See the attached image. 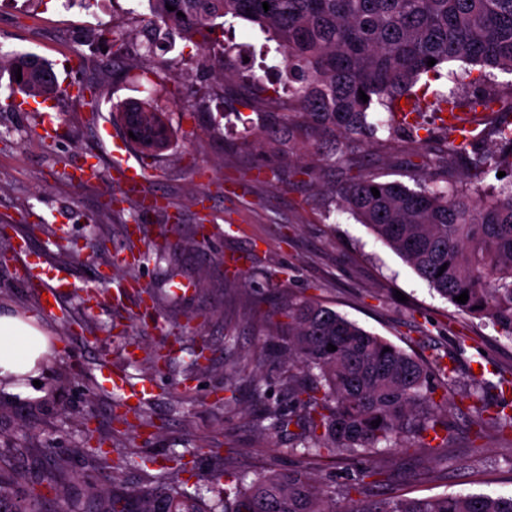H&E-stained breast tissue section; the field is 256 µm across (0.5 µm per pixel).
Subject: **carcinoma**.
<instances>
[{
	"instance_id": "carcinoma-1",
	"label": "carcinoma",
	"mask_w": 512,
	"mask_h": 512,
	"mask_svg": "<svg viewBox=\"0 0 512 512\" xmlns=\"http://www.w3.org/2000/svg\"><path fill=\"white\" fill-rule=\"evenodd\" d=\"M168 4L175 10H167ZM149 5L154 28L187 39L202 35L203 63L218 69L224 80H237V90L225 88L223 94H242L243 106L260 117L256 126L243 123V139H260L290 160L300 145L311 151L312 161L298 169L300 174L312 177L331 163L349 167L369 141L382 136L392 141L410 132L421 148L422 166L436 169L429 182L411 188L359 170L334 190L336 204L459 311L488 320L512 341V81L497 79L499 72L512 75V0H149ZM219 19L246 20L272 35L288 71V99L254 67L244 73L218 52L223 43L211 34ZM130 48L127 37L112 36V79L122 77L120 64ZM431 58L436 63L430 67ZM450 62L481 67L474 91L435 90ZM3 68L14 90L49 98L59 92L51 66L36 54L0 49ZM429 94L437 111L481 112L486 126L458 144L451 126L438 135L417 120L409 122L420 104L405 110L401 101ZM374 104L388 119L368 121ZM112 118L123 139L145 157H157L171 145L166 113L150 100L116 105ZM488 139L496 149L484 147ZM500 171L505 172L500 187L485 184ZM373 187L380 197L373 196ZM167 245L165 238L150 240L129 251L142 263L161 258ZM465 291L466 303L454 301ZM283 313L288 358L302 378L292 381L288 419L272 413L271 427L296 425L286 452L300 458L362 457L364 465L343 490L326 489L297 470H265L224 489V496L211 503L164 479L110 494L88 482L80 498L50 480L52 500L64 502L66 512H512V493L367 494L382 475L379 446L448 447L451 429L442 416L455 369L439 357L421 361L311 298L288 300ZM330 344L337 350H327ZM461 401L474 417L475 438H482L486 423L512 435V397L506 392L491 403L477 381ZM377 419L375 428L371 422ZM22 481L19 472L0 465V512H50L52 500L34 486L22 488ZM352 490L363 498L337 506L336 494Z\"/></svg>"
}]
</instances>
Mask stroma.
<instances>
[{
  "label": "stroma",
  "instance_id": "35a3bbf8",
  "mask_svg": "<svg viewBox=\"0 0 512 512\" xmlns=\"http://www.w3.org/2000/svg\"><path fill=\"white\" fill-rule=\"evenodd\" d=\"M0 12V43L47 60L60 91L49 113L0 111V311L36 316L55 355L39 386L17 392L0 387V464L31 483L63 469L71 494L85 483L140 489L166 475L181 487L214 499L224 488L263 469H300L322 484L342 486L362 461L301 459L287 453V430H269L270 413L288 414V378L297 369L286 350L266 348L271 326L282 323V297L314 298L407 353L443 357L460 379L482 366L488 400L497 374L512 373V341L492 326L459 312L391 248L337 209L332 190L341 167L315 177L296 175L301 157H269L263 144L226 146L224 137L255 120L249 108L232 115L221 82L196 60L195 42L158 37L149 58L132 52L126 78L101 66L111 34L138 40L150 14L148 0H17ZM96 83L99 110L91 112L77 89ZM155 95L174 131L169 149L144 159L143 196L164 197L166 213L111 202L122 183L112 171V143L120 133L114 104ZM52 116L57 134L40 133ZM409 144L368 143L360 163L384 180L409 182ZM95 158L100 175L84 184L70 174ZM166 233L174 248L163 259L115 266L139 239ZM66 276L71 288L56 314L44 313L38 293L20 277L15 236ZM67 253H60V245ZM157 309H147L145 293ZM404 301H397V294ZM239 340L224 341L227 329ZM473 337L458 352L456 339ZM168 364L151 369L158 348ZM130 384L154 382L144 409L153 419L115 421L113 396L101 391L107 369ZM266 394L257 398L254 379ZM447 447L414 455L380 453L378 493L407 497L512 492V435L474 428L449 393ZM102 443L92 460L76 454L86 437ZM181 453L183 466L170 456ZM152 457L145 470L120 468L122 457Z\"/></svg>",
  "mask_w": 512,
  "mask_h": 512
}]
</instances>
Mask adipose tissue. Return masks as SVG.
Returning <instances> with one entry per match:
<instances>
[{
    "label": "adipose tissue",
    "instance_id": "1",
    "mask_svg": "<svg viewBox=\"0 0 512 512\" xmlns=\"http://www.w3.org/2000/svg\"><path fill=\"white\" fill-rule=\"evenodd\" d=\"M53 351L35 317L0 313V382L35 375Z\"/></svg>",
    "mask_w": 512,
    "mask_h": 512
}]
</instances>
